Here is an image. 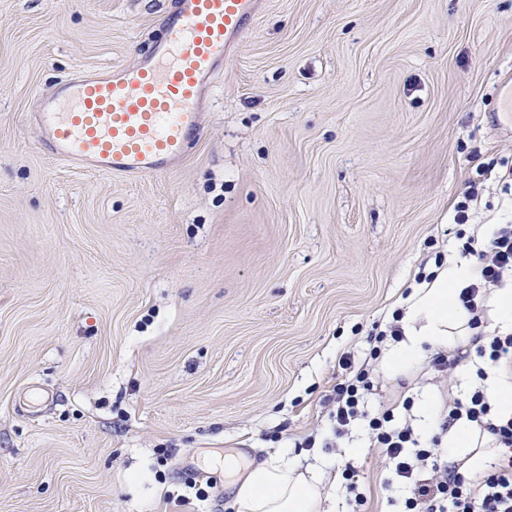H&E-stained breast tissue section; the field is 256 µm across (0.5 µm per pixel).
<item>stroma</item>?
I'll list each match as a JSON object with an SVG mask.
<instances>
[{"mask_svg":"<svg viewBox=\"0 0 512 512\" xmlns=\"http://www.w3.org/2000/svg\"><path fill=\"white\" fill-rule=\"evenodd\" d=\"M174 3L0 0V512H230L224 453L278 448L399 512L364 429L325 445L338 360L371 361V415L477 384L369 337L460 259L470 186L474 224L512 220V0H264L178 168L53 157L41 98L139 60Z\"/></svg>","mask_w":512,"mask_h":512,"instance_id":"stroma-1","label":"stroma"}]
</instances>
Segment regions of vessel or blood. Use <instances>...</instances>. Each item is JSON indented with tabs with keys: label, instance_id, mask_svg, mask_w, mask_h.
<instances>
[{
	"label": "vessel or blood",
	"instance_id": "1",
	"mask_svg": "<svg viewBox=\"0 0 512 512\" xmlns=\"http://www.w3.org/2000/svg\"><path fill=\"white\" fill-rule=\"evenodd\" d=\"M261 10L262 0H177L138 63L72 77L43 101L36 121L52 155L106 175L175 168L201 129L207 90Z\"/></svg>",
	"mask_w": 512,
	"mask_h": 512
}]
</instances>
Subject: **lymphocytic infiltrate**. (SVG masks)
Instances as JSON below:
<instances>
[{
	"label": "lymphocytic infiltrate",
	"mask_w": 512,
	"mask_h": 512,
	"mask_svg": "<svg viewBox=\"0 0 512 512\" xmlns=\"http://www.w3.org/2000/svg\"><path fill=\"white\" fill-rule=\"evenodd\" d=\"M462 252L476 257L479 265V278L459 294L469 326L478 328L483 324L489 290L512 282V224L497 225L487 239L472 232ZM476 353L485 361L476 370L478 386L468 397H449L441 413L443 427L467 421L488 435L497 449L496 462L473 477L458 464L441 461L439 438L422 445L410 420L396 419L393 410L367 416L361 401L373 388L372 371L368 364H355L349 356L339 359L345 379L336 386L333 433L340 437L354 425L366 427L394 478L412 486L405 512H512V415L497 410L486 385L490 371L512 369V334L486 337Z\"/></svg>",
	"instance_id": "1"
}]
</instances>
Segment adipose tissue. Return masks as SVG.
<instances>
[{
	"label": "adipose tissue",
	"instance_id": "adipose-tissue-1",
	"mask_svg": "<svg viewBox=\"0 0 512 512\" xmlns=\"http://www.w3.org/2000/svg\"><path fill=\"white\" fill-rule=\"evenodd\" d=\"M477 276L476 262L449 263L414 293L401 319L405 338L385 354L390 369L404 368L419 356L423 346L445 349L471 339L473 332L458 300V289ZM448 446L451 453L465 459L473 474L484 472L493 454L487 439L463 425L449 433ZM333 467L332 461L322 460L300 469L290 450L281 449L264 463L234 475L232 512H336V500L326 492L327 475Z\"/></svg>",
	"mask_w": 512,
	"mask_h": 512
}]
</instances>
